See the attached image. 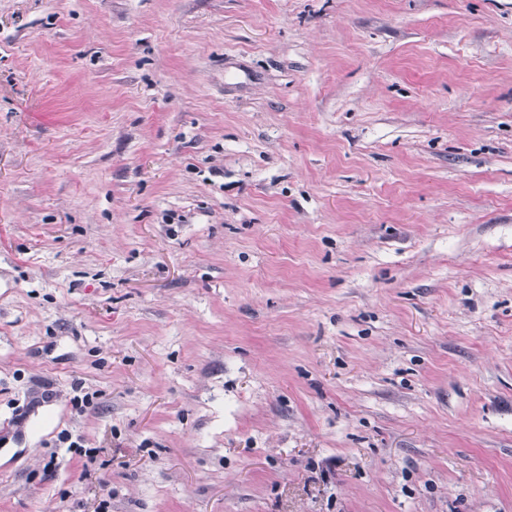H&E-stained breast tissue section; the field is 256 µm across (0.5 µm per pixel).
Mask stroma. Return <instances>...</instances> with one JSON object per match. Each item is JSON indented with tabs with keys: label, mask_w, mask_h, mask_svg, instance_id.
I'll return each mask as SVG.
<instances>
[{
	"label": "stroma",
	"mask_w": 512,
	"mask_h": 512,
	"mask_svg": "<svg viewBox=\"0 0 512 512\" xmlns=\"http://www.w3.org/2000/svg\"><path fill=\"white\" fill-rule=\"evenodd\" d=\"M103 500L512 512V0H0V512Z\"/></svg>",
	"instance_id": "stroma-1"
}]
</instances>
